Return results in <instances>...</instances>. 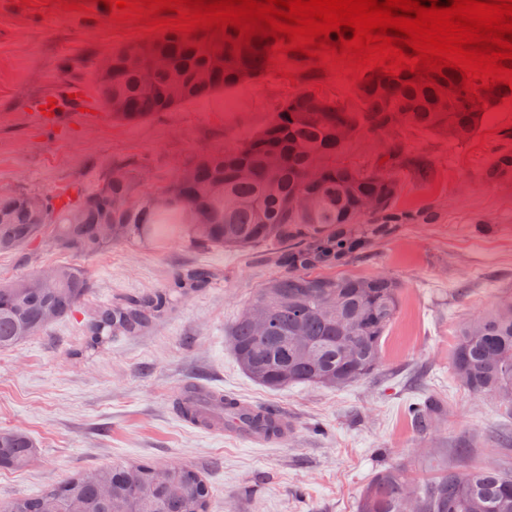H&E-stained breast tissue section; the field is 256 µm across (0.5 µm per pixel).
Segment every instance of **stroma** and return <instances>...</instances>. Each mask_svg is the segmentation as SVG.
Wrapping results in <instances>:
<instances>
[{
  "label": "stroma",
  "mask_w": 512,
  "mask_h": 512,
  "mask_svg": "<svg viewBox=\"0 0 512 512\" xmlns=\"http://www.w3.org/2000/svg\"><path fill=\"white\" fill-rule=\"evenodd\" d=\"M18 2L0 0V193H71L116 164L133 170L138 193H159L199 155L260 130L296 91L281 62L277 73L142 122L77 112L51 134L27 102L71 81L85 83L98 100L100 56L141 35L99 0L89 15L63 10L59 0H30L24 8ZM482 127L486 136L463 146L422 132L405 137L432 174L424 181L401 174L397 206L417 213V221L349 268L404 285L382 363L359 382L270 391L241 370L225 336L277 272L265 248L225 251L176 234L83 259L92 288L80 312L0 352V428L37 441L27 469L0 472V502L101 466L181 463L212 486L211 512H356L371 477L390 466L415 480L445 466L511 469L512 446L500 437L512 430V418L491 398L460 387L450 368L459 322L512 292V178L489 183L483 176L495 152L512 148L502 137L512 131V105L488 112ZM66 259L44 237L0 255V280ZM195 267L211 273L205 288L142 333L86 350L85 323L94 310L165 287L174 273ZM190 381L287 412L286 436L254 445L181 421L175 403ZM429 398L446 413L425 433L409 408Z\"/></svg>",
  "instance_id": "obj_1"
}]
</instances>
